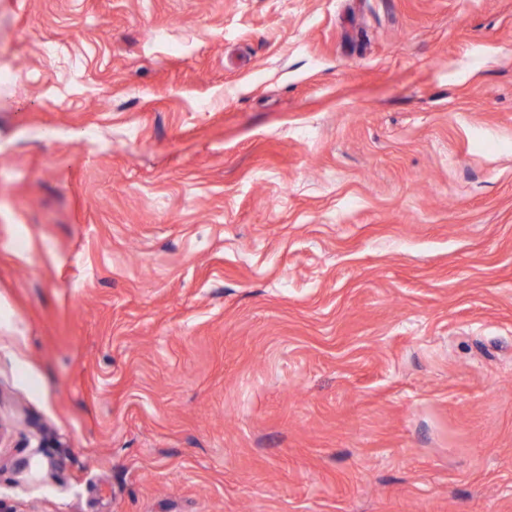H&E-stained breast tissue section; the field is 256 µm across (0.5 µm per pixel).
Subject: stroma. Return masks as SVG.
<instances>
[{"mask_svg":"<svg viewBox=\"0 0 512 512\" xmlns=\"http://www.w3.org/2000/svg\"><path fill=\"white\" fill-rule=\"evenodd\" d=\"M12 64L0 512H512V0H0Z\"/></svg>","mask_w":512,"mask_h":512,"instance_id":"35a3bbf8","label":"stroma"}]
</instances>
